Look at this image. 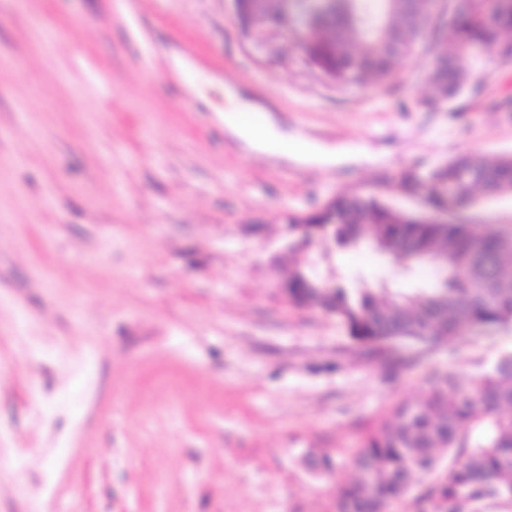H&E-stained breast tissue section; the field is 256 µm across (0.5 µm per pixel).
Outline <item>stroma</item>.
<instances>
[{"label": "stroma", "mask_w": 512, "mask_h": 512, "mask_svg": "<svg viewBox=\"0 0 512 512\" xmlns=\"http://www.w3.org/2000/svg\"><path fill=\"white\" fill-rule=\"evenodd\" d=\"M433 53L335 86L245 38L230 0H0V512H334L364 435L512 331L450 339L391 375L278 290L286 224L339 194L405 210L400 173L512 153V67L421 101ZM295 154L247 147L227 88ZM512 228V194L461 213ZM345 279L386 261L329 239ZM331 456L332 475L312 456Z\"/></svg>", "instance_id": "1"}]
</instances>
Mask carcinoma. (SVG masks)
I'll list each match as a JSON object with an SVG mask.
<instances>
[{
	"label": "carcinoma",
	"instance_id": "carcinoma-1",
	"mask_svg": "<svg viewBox=\"0 0 512 512\" xmlns=\"http://www.w3.org/2000/svg\"><path fill=\"white\" fill-rule=\"evenodd\" d=\"M255 0L253 9L279 37L303 53L326 82L371 85L387 81L427 38L435 57L427 108L481 81L461 66L469 45L512 46V0ZM396 189L419 195L422 208L405 211L377 196L338 195L307 216L292 218L312 238L366 246L404 276L420 268L431 279L406 292L378 281L350 288L312 270L288 274V302L315 307L338 320L350 339L382 364L408 371L410 349L489 329H512V231H479L457 213L483 199L512 193V155L468 154L425 172L406 168ZM353 482L336 488V512H388L412 499L415 512H478L482 503L512 504V350L476 379L463 383L440 370L419 401L398 403L352 457Z\"/></svg>",
	"mask_w": 512,
	"mask_h": 512
}]
</instances>
